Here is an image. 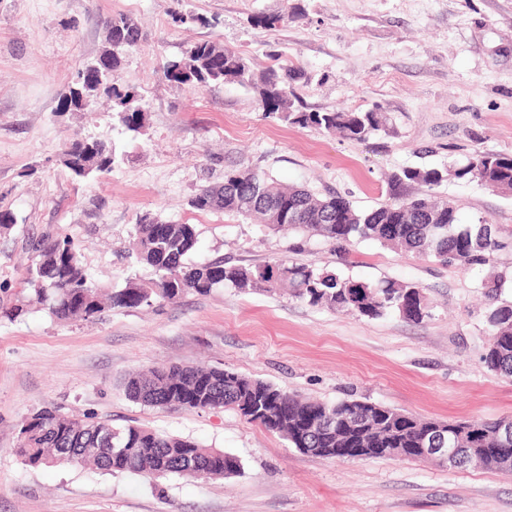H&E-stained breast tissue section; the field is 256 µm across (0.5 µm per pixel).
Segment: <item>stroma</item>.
Segmentation results:
<instances>
[{
  "label": "stroma",
  "instance_id": "obj_1",
  "mask_svg": "<svg viewBox=\"0 0 512 512\" xmlns=\"http://www.w3.org/2000/svg\"><path fill=\"white\" fill-rule=\"evenodd\" d=\"M202 22L175 23V12ZM124 14L142 41L118 72L144 96L140 132L103 102L64 110L76 69L96 57L106 22ZM280 14L273 29L253 17ZM209 41L263 71L277 53L302 77L310 111L375 110L386 129L356 142L266 117L252 88L167 81L164 65ZM100 138L111 172L74 177L66 142ZM512 157V0H0V512H512V472L398 458L344 462L292 448L231 408H152L121 382L149 367L205 365L309 401L357 399L423 419L512 418V380L488 370L493 301L512 303V194L454 177L434 187L465 223L492 224L506 244L492 264L461 267L371 240L344 247L309 232L266 229L190 201L244 162L314 195L370 209L404 167H452L473 151ZM194 225L191 262L257 266L285 259L359 281L418 287L430 314L411 322L312 306L285 291L219 287L152 306L61 321L27 305L34 242L70 238L89 281L121 288L144 275L129 251L140 215ZM504 280L496 297L483 285ZM144 425L223 450L242 462L228 478L150 479L90 466L34 467L15 453L37 411Z\"/></svg>",
  "mask_w": 512,
  "mask_h": 512
}]
</instances>
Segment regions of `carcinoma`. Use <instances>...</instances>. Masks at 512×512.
I'll return each mask as SVG.
<instances>
[{
	"label": "carcinoma",
	"mask_w": 512,
	"mask_h": 512,
	"mask_svg": "<svg viewBox=\"0 0 512 512\" xmlns=\"http://www.w3.org/2000/svg\"><path fill=\"white\" fill-rule=\"evenodd\" d=\"M106 27L112 31V51L77 71L63 107L79 111L102 97L109 98L120 124L137 132L142 128L146 101L139 93L118 85L111 75L119 69L123 55L138 46L141 34L134 21L123 14L109 19ZM272 60L275 64L258 74L241 54L202 42L187 49L183 59L167 63L163 77L178 84L247 85L258 93L266 116L328 133L339 131L354 141H365L384 128L379 112L304 110L293 87L295 71L278 64L277 56ZM115 157V149L103 140H74L68 144L63 161L75 177L86 178L112 171ZM450 176L512 193V157L476 151L465 164L453 169L405 167L392 175L391 183H416L424 190L414 196L395 195L369 210L355 209L342 196L319 198L303 187H285L243 164L224 170V183L201 189L191 204L200 211L223 210L256 217L282 230H311L338 243L360 238L431 255L443 263L488 264L502 247L491 225L485 220L464 223L456 206L431 193ZM245 198L253 205L242 206L240 201ZM162 223L164 220L147 214L140 217L133 241L138 262L149 268L154 278L114 290L105 301L88 281L69 240L39 246L41 259L28 269L26 278L34 300L61 320H86L100 315L105 302L112 308H136L173 301L190 291L208 293L221 286L244 291H273L286 286L294 297L312 306L350 310L369 319L390 311L413 322L429 316L426 297L409 283H366L286 261L251 267L222 261L191 263L188 257L197 246L193 225L172 223L168 236L158 240L154 226ZM486 317L492 333L483 362L490 371L511 379L512 305H493ZM124 390L128 398L153 407L233 408L292 447L318 457H329L327 448H368V458H384V449L421 448L426 437L439 430L453 434L456 447L470 455L476 448L486 449L481 466L512 470V442L505 451L498 439L500 418L444 423L360 400L334 404L303 401L261 380L201 366L148 368L129 375ZM15 453L32 466L92 464L111 473L148 476L224 478L242 469L238 458L189 439L138 425L82 422L50 408L23 423Z\"/></svg>",
	"instance_id": "cac0c4a2"
}]
</instances>
